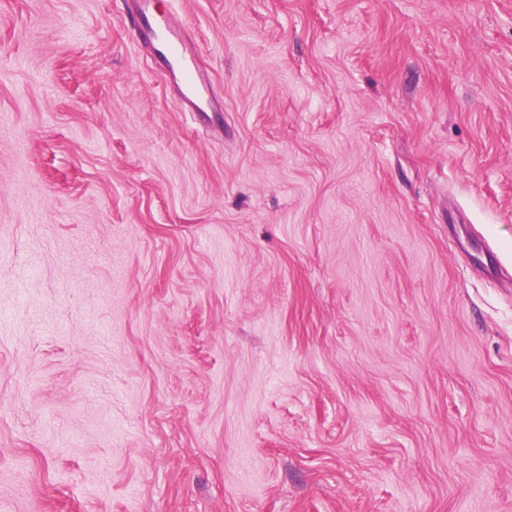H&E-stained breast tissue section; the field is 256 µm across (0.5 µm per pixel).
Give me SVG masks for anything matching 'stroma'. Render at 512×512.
I'll list each match as a JSON object with an SVG mask.
<instances>
[{
	"label": "stroma",
	"instance_id": "stroma-1",
	"mask_svg": "<svg viewBox=\"0 0 512 512\" xmlns=\"http://www.w3.org/2000/svg\"><path fill=\"white\" fill-rule=\"evenodd\" d=\"M0 0V512H512V0ZM144 37L155 43L169 57L170 64L181 78L184 92L181 105L186 112H195L203 100V83L197 75L195 57L186 56L182 48V37L168 17L154 18L144 32Z\"/></svg>",
	"mask_w": 512,
	"mask_h": 512
}]
</instances>
